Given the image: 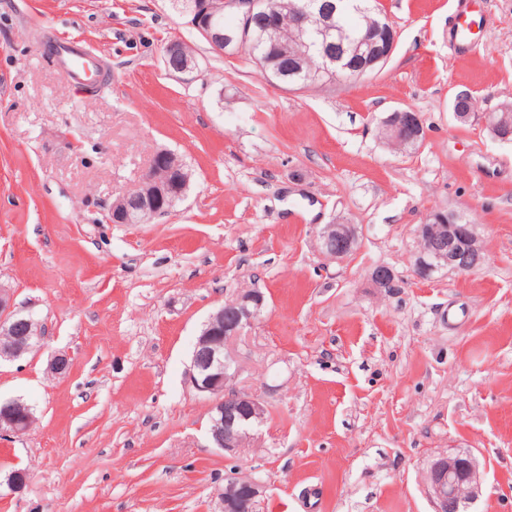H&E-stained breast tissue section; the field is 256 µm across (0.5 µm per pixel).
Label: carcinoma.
<instances>
[{
	"label": "carcinoma",
	"instance_id": "1",
	"mask_svg": "<svg viewBox=\"0 0 512 512\" xmlns=\"http://www.w3.org/2000/svg\"><path fill=\"white\" fill-rule=\"evenodd\" d=\"M311 2L329 27L327 43L314 44L312 32L295 27L296 8ZM372 0H257L251 19L232 8L216 24L231 36L230 55H243L276 84L297 90L322 89L342 79L349 61L372 48L367 36L386 24Z\"/></svg>",
	"mask_w": 512,
	"mask_h": 512
}]
</instances>
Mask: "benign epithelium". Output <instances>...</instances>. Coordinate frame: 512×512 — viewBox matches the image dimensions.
Segmentation results:
<instances>
[{"instance_id":"benign-epithelium-1","label":"benign epithelium","mask_w":512,"mask_h":512,"mask_svg":"<svg viewBox=\"0 0 512 512\" xmlns=\"http://www.w3.org/2000/svg\"><path fill=\"white\" fill-rule=\"evenodd\" d=\"M222 13L218 0H197L190 24L199 30L212 47L219 51L221 36L202 19L213 20ZM384 42L368 57L347 67L346 79H357L386 63L395 49L397 34L387 30ZM481 121L494 136L507 140L512 130L504 126L496 112L481 114ZM384 126L394 138L409 143L424 140L425 130L418 115L408 109L391 113ZM159 165H167L179 173V181L171 184L154 176ZM190 175L183 169L180 158L173 152L161 150L153 154L149 166L138 184V192L118 196L110 207L114 224H143L172 211L186 196ZM420 250L415 261L414 275L428 281L433 273L444 267L457 273H467L485 263V253L477 225L464 222L453 215L436 213L435 222L422 224L418 229ZM320 252L334 260H343L354 250L358 231L354 224H326L316 232ZM376 288L397 287L395 275L385 265L375 267L370 275ZM13 292L0 284V335L9 337V343L0 344V361L21 358L32 349L34 338L41 336L39 323L31 315L14 310ZM264 306V297L258 291L241 295L215 311L203 325L194 344L190 378L194 388L210 400L209 435L211 442L229 455L235 454L251 436V426L264 420L265 407L261 399L238 390L233 385L237 372L236 359L229 345L240 331L250 325ZM15 406L0 408V435L23 433L33 424L29 410L15 413ZM480 464L468 452H453L436 459L427 475V489L435 512H466L468 505L481 492ZM260 493V484L252 478L230 480L222 494V512H248V505Z\"/></svg>"}]
</instances>
